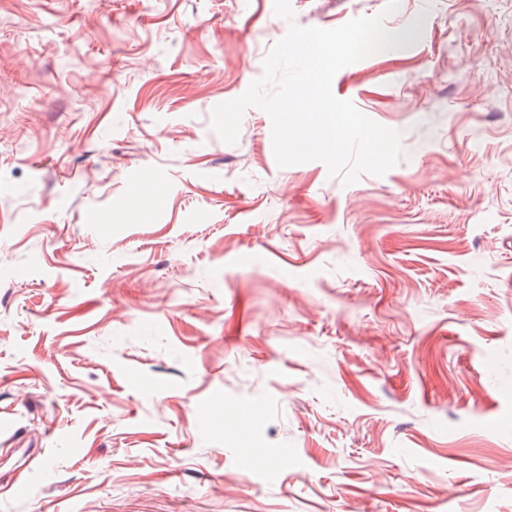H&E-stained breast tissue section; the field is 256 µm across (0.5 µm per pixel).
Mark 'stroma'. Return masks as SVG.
Listing matches in <instances>:
<instances>
[{
	"mask_svg": "<svg viewBox=\"0 0 512 512\" xmlns=\"http://www.w3.org/2000/svg\"><path fill=\"white\" fill-rule=\"evenodd\" d=\"M387 2L0 0V512H512V0ZM378 15L384 176L213 132Z\"/></svg>",
	"mask_w": 512,
	"mask_h": 512,
	"instance_id": "obj_1",
	"label": "stroma"
}]
</instances>
